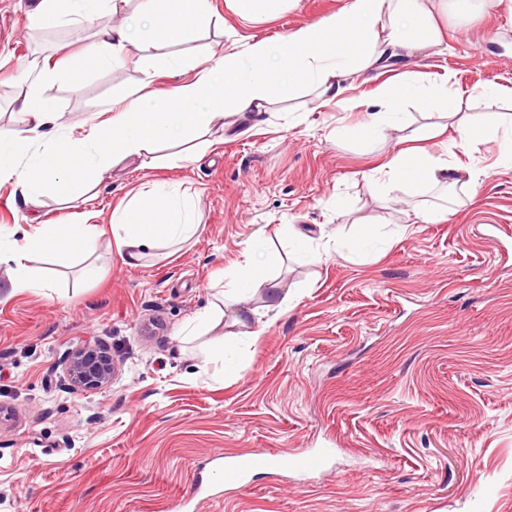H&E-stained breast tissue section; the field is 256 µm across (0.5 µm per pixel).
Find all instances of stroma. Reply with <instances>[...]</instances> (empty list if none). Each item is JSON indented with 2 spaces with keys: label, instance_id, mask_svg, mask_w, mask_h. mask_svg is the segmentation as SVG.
Here are the masks:
<instances>
[{
  "label": "stroma",
  "instance_id": "35a3bbf8",
  "mask_svg": "<svg viewBox=\"0 0 512 512\" xmlns=\"http://www.w3.org/2000/svg\"><path fill=\"white\" fill-rule=\"evenodd\" d=\"M342 4L286 0L246 24L234 0H211L218 24L177 50L201 61ZM34 5L0 0L2 135L15 130L27 89L22 62L79 59L95 32L125 22L107 14L36 25ZM446 41L444 54L411 58L409 72L434 83L450 74L461 115L511 109V99L483 90L512 87V0L449 24ZM128 51L125 66L54 85L66 124L94 122L145 71L153 90L174 84L168 47ZM390 78L378 70L354 81L342 107L318 106L304 90L243 124L216 119L191 162L113 168L88 206L105 229L98 282L76 286L73 264L57 268L53 289L13 293L0 267V512H512V169L495 167L498 144L481 139L457 156L485 170L475 197L458 184L423 195L377 190L369 172L400 149L403 131L428 122L408 102L404 130L361 137L364 103ZM154 182L193 197L202 229L173 255L129 267L107 227L117 205ZM431 210L443 220H416ZM374 222L380 236L359 257L334 251L308 262L288 236L347 241ZM257 237L283 255L271 275L288 292L286 312L259 293L242 303L254 344L227 320L180 341L219 298L216 273L243 263ZM88 342L108 348L117 372L106 387L76 392L66 358ZM219 343L239 363L236 377L201 355ZM315 448L334 451L323 472L272 465L230 493L211 468L217 455Z\"/></svg>",
  "mask_w": 512,
  "mask_h": 512
}]
</instances>
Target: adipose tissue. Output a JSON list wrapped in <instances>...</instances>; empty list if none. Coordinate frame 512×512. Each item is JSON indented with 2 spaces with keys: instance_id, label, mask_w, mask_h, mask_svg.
Returning a JSON list of instances; mask_svg holds the SVG:
<instances>
[{
  "instance_id": "adipose-tissue-1",
  "label": "adipose tissue",
  "mask_w": 512,
  "mask_h": 512,
  "mask_svg": "<svg viewBox=\"0 0 512 512\" xmlns=\"http://www.w3.org/2000/svg\"><path fill=\"white\" fill-rule=\"evenodd\" d=\"M39 0L33 23L62 25L106 13L127 14L125 25L103 30L90 42L79 61L64 63L47 58L32 60L26 73L31 81L18 107L19 127L0 136V186L10 185L24 205L38 207L47 191H57L63 202L88 201L99 179L113 167L146 163L161 146L188 145L186 160H194L191 146L224 114L246 120L253 113L269 111L283 90L313 89L319 105L340 104L345 92L342 78L374 67L391 70L392 83L380 87L377 109L369 113L360 133L374 139L399 121L400 108L408 101L421 106L438 104L445 119L456 122L459 136L436 155L421 149L397 151L382 173L386 184L409 187L422 194L466 173L477 185L481 168L461 170L452 162L455 151L480 138L498 142V166L512 167V114L496 117L486 127L458 117L457 100L448 83L425 85L406 69L416 55L437 53L444 44L440 17L460 12L475 18L486 0H345L335 13L304 24L278 40H258L244 49L229 50L206 58L193 80L176 84L154 96L149 87L153 72L141 83L114 97L104 119L77 132L63 126L49 94L59 80L80 82L86 71L128 63L129 43L145 40L176 46L215 15L210 0ZM93 212L70 215L59 222L43 221L23 233L0 231V264H6L9 286L22 291L48 287V280L31 267L32 255L45 256L65 265L74 257L84 262L83 282L99 278L94 262L95 244L102 231L93 224ZM200 229L194 203L175 189L155 184L139 192L136 200L112 211L110 231L121 261L138 265L148 251H162L183 244ZM246 260L226 271L222 301L213 305L201 326L215 328L225 306L251 293L264 291L273 310H282L281 285L268 277L280 257L261 240L250 243ZM198 326V327H201ZM198 327L188 326L185 335Z\"/></svg>"
}]
</instances>
